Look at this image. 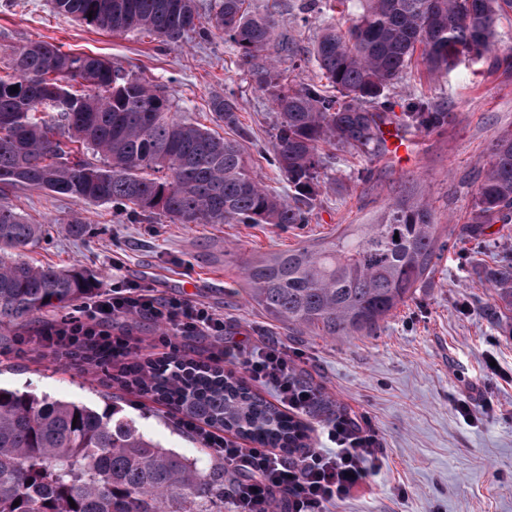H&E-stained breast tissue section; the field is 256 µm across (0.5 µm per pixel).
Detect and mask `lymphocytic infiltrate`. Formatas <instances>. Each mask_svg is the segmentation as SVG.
Returning a JSON list of instances; mask_svg holds the SVG:
<instances>
[{
    "label": "lymphocytic infiltrate",
    "mask_w": 512,
    "mask_h": 512,
    "mask_svg": "<svg viewBox=\"0 0 512 512\" xmlns=\"http://www.w3.org/2000/svg\"><path fill=\"white\" fill-rule=\"evenodd\" d=\"M85 311L86 322L48 334L45 343L68 355L86 345L111 353L115 350L112 337L102 325L108 319L128 316L152 318L180 334L218 336L224 330L223 319L208 307L177 298L161 302L143 288H116L97 295L86 303ZM210 364L219 370L227 364L241 368L251 382L273 391L288 416L310 409L314 391L295 383V361L282 346L226 344ZM181 422L200 434L234 472L225 490L232 512H327L330 504L366 486L384 454L370 418L357 419L344 412L322 427V447L304 448L294 455L279 448L241 445L186 415Z\"/></svg>",
    "instance_id": "1"
}]
</instances>
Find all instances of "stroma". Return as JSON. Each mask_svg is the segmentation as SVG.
<instances>
[{
    "instance_id": "1",
    "label": "stroma",
    "mask_w": 512,
    "mask_h": 512,
    "mask_svg": "<svg viewBox=\"0 0 512 512\" xmlns=\"http://www.w3.org/2000/svg\"><path fill=\"white\" fill-rule=\"evenodd\" d=\"M274 7L279 32L303 58L283 61L295 85L319 83L307 53L331 13L311 11L309 0H253ZM106 58L114 68L159 85L185 120L224 133L210 112L213 98L235 92L248 135L243 153L269 189L287 194L288 182L267 161L275 113L267 94L254 90L237 66V52L221 31L199 43L194 35L164 45L140 34H110L58 14L51 0H0V56L30 41ZM395 112L422 97L452 114L448 127L405 133L400 155H374L322 146L323 190L306 224H147L109 207L77 208L42 190L8 193V205L49 232L27 256L41 265L80 264L102 274L103 290L127 281L159 299L183 297L224 319V337L275 341L300 353L299 370L324 393L329 408L304 414L308 441L336 413L368 415L385 455L367 487L330 512H512V312L497 308L485 269L512 253V224H495L484 241L459 236L488 167L496 136L512 132V72L487 62H465L446 77L413 63L390 88ZM413 191L429 203L448 249L413 300L398 307L371 334L318 336L291 332L253 304L242 290L246 260L335 237L348 224H368L400 194ZM81 210L87 229L75 235L67 222ZM61 315L45 311L25 326H0V386L75 401L96 410L107 402L166 447L207 469L217 464L178 413L152 394L126 389L130 365H145L174 336L181 354L206 361L218 347L210 336H175L154 320H113L112 336L124 354L105 366L48 348L44 332ZM492 410H482L483 400ZM469 412H461V404Z\"/></svg>"
}]
</instances>
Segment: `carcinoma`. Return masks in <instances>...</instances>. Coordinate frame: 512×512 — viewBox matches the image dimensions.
<instances>
[{"label":"carcinoma","mask_w":512,"mask_h":512,"mask_svg":"<svg viewBox=\"0 0 512 512\" xmlns=\"http://www.w3.org/2000/svg\"><path fill=\"white\" fill-rule=\"evenodd\" d=\"M360 2L350 26H326L310 50L326 84L299 87L286 84L280 69L295 51L277 33L273 12L251 10L250 0L209 4L215 28L237 49L238 67L274 104L271 164L288 181V197L257 179L237 141L178 118L157 85L44 41L11 49L0 67V194L35 188L78 206L173 224L308 223L323 187L321 146L378 153L390 124L420 132L447 126L448 112L421 100L396 116L387 89L417 53L435 77L483 59L498 16L512 11V0ZM52 4L112 34L146 31L163 44L191 32L210 36L199 25L197 0ZM210 109L215 121L238 128L234 94L212 99ZM498 223H512V133L495 138L471 223L460 234L480 239ZM44 232L0 202V326L67 310L100 288L85 269L23 259ZM444 247L429 204L407 192L371 224H349L332 240L246 262L245 293L288 330L370 333L412 298ZM485 276L512 312V258ZM149 388L208 426L269 448L304 447L300 421L204 363L158 374ZM0 512H224V470L199 468L111 408L100 413L0 387Z\"/></svg>","instance_id":"1"}]
</instances>
